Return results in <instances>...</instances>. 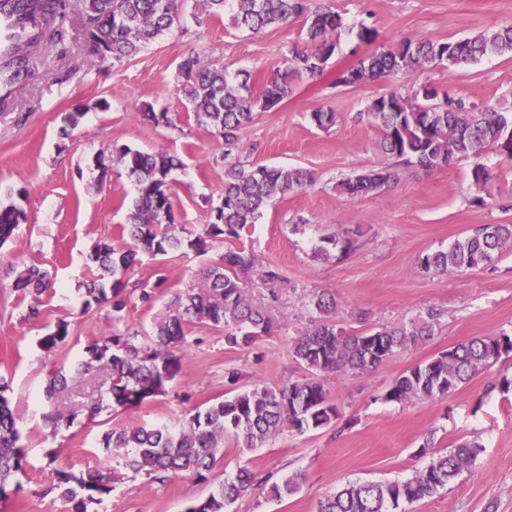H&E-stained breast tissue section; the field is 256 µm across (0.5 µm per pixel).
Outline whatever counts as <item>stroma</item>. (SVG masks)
<instances>
[{"label": "stroma", "instance_id": "35a3bbf8", "mask_svg": "<svg viewBox=\"0 0 512 512\" xmlns=\"http://www.w3.org/2000/svg\"><path fill=\"white\" fill-rule=\"evenodd\" d=\"M193 5L185 0L184 21L156 43L112 64L89 52L81 2L70 0L67 53L37 46V80L18 92L13 111L0 112V201L26 212L25 222L0 247V375L11 386L28 461L20 489L0 502V512H66L52 491L57 471L79 475L93 468L112 469L118 477L105 499L108 512H184L188 502L242 467L261 479L296 472L305 479L298 493L279 502L268 498L260 481L231 512H317L320 500L341 485L411 477L424 464L415 452L428 436L439 448L474 439L485 451L475 469L447 491L406 505L405 512H512V354L479 370L450 397L407 404L381 399L403 371L441 351L477 336L512 335V244L492 264L463 272L438 274L418 264L419 256L448 249L473 225L512 224V160L485 150L481 160L493 177L478 189L471 183L472 159L426 171L385 156L379 130L359 117L376 97L407 96L426 87L512 115V55H492L450 71L419 68L352 87L336 82L340 70L382 47L419 36L455 41L512 25V0H333L344 28L324 72L296 79L277 109L260 113L238 133L235 155L241 162L301 167L314 179L311 186L276 196L258 222L232 242L255 255L244 289L271 318L269 334L249 347L231 348L223 328L188 324L181 371L163 395L127 412L104 409L88 421L81 406L104 392L108 380L107 372L98 370L60 398L59 408L72 422L55 430L45 425L42 414L50 407L45 386L54 374L68 371L113 334L151 332L171 299L198 287L200 271L219 262L232 244L219 238L202 252L142 256L125 277L120 323H113L110 304L84 302L86 282L101 274L89 255L98 242L120 244V226L136 195L135 180L119 158L123 147L182 157L183 168L170 177L177 224L201 233L219 202L224 141L215 130L185 119L182 58L194 51L229 75L247 70L259 81L285 69L289 48L304 42L301 22L252 34L234 26L227 14L195 23ZM364 26L375 30L373 42L358 39ZM145 104L181 113L182 119L175 127L150 124L139 113ZM76 110L82 113L79 125L62 136L64 116ZM317 111L335 113V124L318 127L311 118ZM384 166L397 173L389 188L355 199L337 192L339 181ZM329 235L336 236L339 248L329 258H315L321 238ZM14 265L46 271L48 290L39 296L14 290L9 272ZM271 270L277 273L272 280ZM145 285L154 288L153 301H142ZM323 289L335 294L339 323L349 331L405 325L429 307L440 310V324L430 340L375 371L329 376L326 389L338 411L330 426L287 432L252 451L226 438L224 455L207 480L160 482L132 472L123 456L101 448L105 431L136 424L176 428L237 389L304 377L291 344L312 325V299ZM33 306L40 310L34 320L28 317ZM61 322L69 326L66 341L43 349L41 337ZM231 370L239 374L234 385L227 378Z\"/></svg>", "mask_w": 512, "mask_h": 512}]
</instances>
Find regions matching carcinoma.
Wrapping results in <instances>:
<instances>
[{"label": "carcinoma", "mask_w": 512, "mask_h": 512, "mask_svg": "<svg viewBox=\"0 0 512 512\" xmlns=\"http://www.w3.org/2000/svg\"><path fill=\"white\" fill-rule=\"evenodd\" d=\"M90 51L105 61L121 62L136 55L142 47L170 30L181 14L182 0H81ZM45 27H54L52 40L63 44L68 21L66 0H35ZM232 13L235 26L259 33L273 25L303 20L306 46L289 49V66L271 73L260 91L250 86L251 74L233 83L224 67L191 53L179 66L182 91L188 101L187 112L194 121L214 129L231 155L238 132L253 121L258 112H266L288 98L290 78L315 76L323 72L336 51V35L344 27L341 16L331 8L310 11L307 0H195L193 19L201 24ZM512 54V26L486 30L476 36L439 42L419 37L408 39L394 49L380 50L362 58L342 71L337 82L343 86L367 79L386 78L409 72L427 64L448 68L480 59L486 55ZM429 101L425 111H407L406 98L391 93L370 102L361 116L381 133L380 148L386 155L415 163L425 170L448 165L456 157H474L471 170L476 186L485 184L491 173L479 162L488 146L512 156V120L503 113L478 109L462 98L445 92L438 95L424 90ZM143 119L154 125L171 127L175 118L168 112H156L151 105L141 108ZM120 160L137 182V196L122 225V233L133 244L116 248L99 243L91 255L93 263L112 278L111 284L93 281L86 288L89 300L111 301L113 318L122 320L126 308L122 292L123 277L135 264L139 253L154 258L167 256L188 246L205 247L209 238H237L246 227L257 223L263 210L277 195L304 189L313 177L308 170L271 165L245 167L232 162L225 167L224 186L219 204L212 209V221L204 232L192 239L184 237V228L176 225L169 176L182 162L165 151L122 150ZM395 180L388 168L364 171L337 184L336 190L351 198L373 194ZM25 221L23 211L13 204H0V246ZM512 242V224H478L446 251L425 254L419 266L437 273L459 272L492 263ZM255 266L253 253L243 248L224 251L220 262L202 270L198 288L176 296L168 314L155 324L149 342L139 345L132 337L115 334L107 343L89 349L88 357L72 370L79 377L95 367L110 371L107 395L115 410H129L164 393L166 385L181 370L180 349L186 324L201 322L224 327V341L231 347H248L270 332L271 321L252 306L242 287ZM47 274L30 266L15 271L14 288L42 293ZM313 306L318 314L312 327L296 337L292 354L308 372L303 379L280 386L252 385L231 398L219 399L195 411L177 430L155 426L131 425L105 432L102 447L126 456V467L147 475L204 477L224 454V438L232 436L248 448H260L285 430L304 433L329 426L337 416L336 405L328 396L324 377L329 374H361L372 371L405 350L428 341L434 335L440 313L429 308L408 327L382 326L359 333L346 331L337 320L338 303L328 292L317 294ZM68 336V325L43 336L40 343L50 350ZM512 352V336H480L438 353L424 364L398 376L383 396L387 402L435 401L454 394L479 370L502 355ZM7 382L0 378V499L9 497L11 488H19L18 475L25 473L27 454L19 444L16 416L5 395ZM483 452L475 441H461L452 447L435 450L425 441L418 454L425 464L411 477L394 481H362L348 484L320 502L319 512H392L402 503L433 498L448 489L457 477L470 472ZM61 499L68 512H107L103 501L115 482L110 469H93L77 477L56 471ZM256 476L242 469L233 479L216 484L210 492L189 502L185 512H230ZM269 484L268 497L281 501L297 493L303 475L294 473L278 481L263 478Z\"/></svg>", "instance_id": "cac0c4a2"}]
</instances>
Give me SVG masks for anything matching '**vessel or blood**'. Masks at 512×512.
I'll list each match as a JSON object with an SVG mask.
<instances>
[{"label":"vessel or blood","instance_id":"b4317fda","mask_svg":"<svg viewBox=\"0 0 512 512\" xmlns=\"http://www.w3.org/2000/svg\"><path fill=\"white\" fill-rule=\"evenodd\" d=\"M42 26L31 0H0V112L11 111L23 82L15 65L19 50L37 44Z\"/></svg>","mask_w":512,"mask_h":512}]
</instances>
